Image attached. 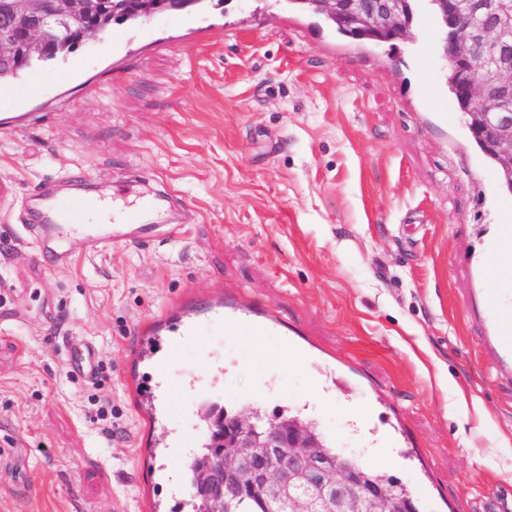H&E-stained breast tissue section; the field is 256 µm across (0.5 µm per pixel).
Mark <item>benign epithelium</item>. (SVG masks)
Wrapping results in <instances>:
<instances>
[{"label": "benign epithelium", "instance_id": "obj_1", "mask_svg": "<svg viewBox=\"0 0 512 512\" xmlns=\"http://www.w3.org/2000/svg\"><path fill=\"white\" fill-rule=\"evenodd\" d=\"M355 30L385 40L406 36L404 0H310ZM445 29L441 59L460 74L458 89L477 106L473 131L496 158L498 174L512 177V0H437ZM105 0H0V64L40 52L64 29L89 41L103 34L94 24ZM210 451L196 458L192 497L199 512H234L254 496L285 512H412L388 480L371 478L352 458L332 453L301 423L263 421L236 414H203Z\"/></svg>", "mask_w": 512, "mask_h": 512}]
</instances>
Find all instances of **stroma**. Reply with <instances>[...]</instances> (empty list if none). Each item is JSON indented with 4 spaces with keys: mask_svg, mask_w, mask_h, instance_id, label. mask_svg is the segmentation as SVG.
<instances>
[{
    "mask_svg": "<svg viewBox=\"0 0 512 512\" xmlns=\"http://www.w3.org/2000/svg\"><path fill=\"white\" fill-rule=\"evenodd\" d=\"M440 37L423 6L408 38L374 42L290 0H211L0 84L1 116L36 117L0 133V512H192L165 471L202 453L212 402L298 416L419 512L512 507V365L486 341L482 278L488 244L512 253L505 193ZM131 175L184 199L176 235L100 253L77 230L66 262H37L40 187L104 196ZM207 299L282 329L202 323L169 351L170 315ZM81 342L92 381L68 371Z\"/></svg>",
    "mask_w": 512,
    "mask_h": 512,
    "instance_id": "stroma-1",
    "label": "stroma"
}]
</instances>
